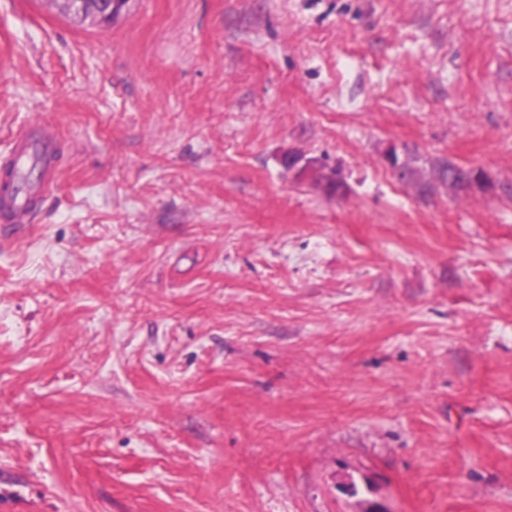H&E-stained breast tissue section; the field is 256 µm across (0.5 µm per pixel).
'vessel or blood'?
Returning <instances> with one entry per match:
<instances>
[{
    "label": "vessel or blood",
    "mask_w": 512,
    "mask_h": 512,
    "mask_svg": "<svg viewBox=\"0 0 512 512\" xmlns=\"http://www.w3.org/2000/svg\"><path fill=\"white\" fill-rule=\"evenodd\" d=\"M59 136L52 126L35 123L18 130L11 142L9 155L0 160V173L11 176L31 163H38L41 177L28 191L0 193V222L27 224L38 213L42 203L54 192L58 168L56 145Z\"/></svg>",
    "instance_id": "vessel-or-blood-1"
}]
</instances>
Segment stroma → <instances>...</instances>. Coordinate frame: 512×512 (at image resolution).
<instances>
[{
  "label": "stroma",
  "instance_id": "35a3bbf8",
  "mask_svg": "<svg viewBox=\"0 0 512 512\" xmlns=\"http://www.w3.org/2000/svg\"><path fill=\"white\" fill-rule=\"evenodd\" d=\"M36 122L0 512H512V0H0V155ZM59 5L60 9L72 15L107 22L117 13L119 7L125 3L122 0H48ZM59 135L52 126L35 123L18 130L13 136L9 155L2 159L0 172L6 180L27 165L38 162L41 177L28 191L13 194L9 188L1 195L0 221L2 224H30L42 203L54 192L58 168L56 145ZM402 161V164L407 172L402 181L407 184H411L415 187L418 194L427 196L432 194L439 186L448 190L449 193L458 195L465 193L472 188L473 181L468 179L460 171L455 170L453 162L447 159H437L430 163V172L432 178H427L426 168L420 166V157L409 150L404 151L403 158L396 155Z\"/></svg>",
  "mask_w": 512,
  "mask_h": 512
}]
</instances>
